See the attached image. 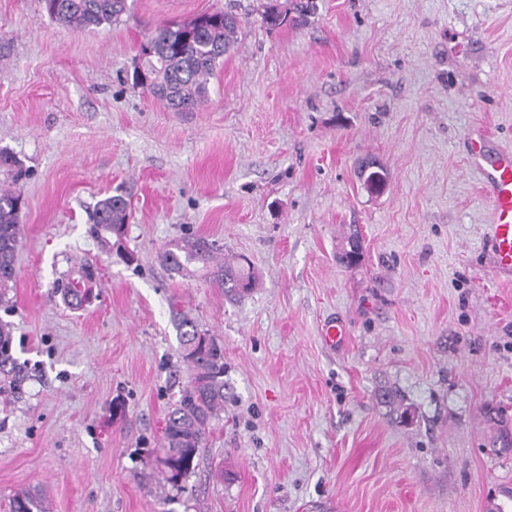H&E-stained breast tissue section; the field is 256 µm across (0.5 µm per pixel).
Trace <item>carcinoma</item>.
I'll use <instances>...</instances> for the list:
<instances>
[{
  "label": "carcinoma",
  "instance_id": "carcinoma-1",
  "mask_svg": "<svg viewBox=\"0 0 512 512\" xmlns=\"http://www.w3.org/2000/svg\"><path fill=\"white\" fill-rule=\"evenodd\" d=\"M44 4L52 19L76 31L110 26L127 10L126 0H44ZM315 11L314 0H291L286 13L278 8L275 0H267L263 4L262 20L271 30L289 23L304 26ZM204 16L205 23L199 29H188L179 22L165 23L157 26L145 40L150 53L142 60V66L152 75L147 90L175 111H193L207 100L210 79L224 64V56L238 44L242 29L238 15L224 11L206 12ZM22 205L20 190L0 189V304L9 302L8 295L17 278ZM129 207V201L120 195L104 197L96 204L95 223L119 241L125 234ZM216 251L215 244L204 238L181 237L164 251V263L171 272L181 276H190L197 266H202L227 296L248 292L254 284L250 269L239 261L212 265ZM352 253L361 255V241L355 234L340 242L338 259L342 261ZM95 278L92 267L80 265L63 289V303L73 309L82 307L90 299ZM181 328L180 358L189 373L188 383L167 415L161 443L166 449L161 460L162 472L173 486L192 469L212 421L224 408L223 348L188 319L182 321ZM21 372L22 367L12 352L9 327L0 322V383L16 382ZM7 512L43 510L34 497L18 494L9 500Z\"/></svg>",
  "mask_w": 512,
  "mask_h": 512
}]
</instances>
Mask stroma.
Here are the masks:
<instances>
[{"instance_id":"1","label":"stroma","mask_w":512,"mask_h":512,"mask_svg":"<svg viewBox=\"0 0 512 512\" xmlns=\"http://www.w3.org/2000/svg\"><path fill=\"white\" fill-rule=\"evenodd\" d=\"M260 2L127 0L88 32L0 0V151L26 172L0 319L27 372L0 394V505L512 512V282L489 268L467 140L480 127L512 151V0H316L308 25L272 32ZM224 9L245 25L204 104L173 112L133 86L152 29ZM116 194L131 264L93 221ZM185 235L247 258L252 290L170 273ZM82 263L96 282L73 310L55 287ZM182 314L224 348V410L176 488L157 456L188 379ZM331 323L343 346L324 344Z\"/></svg>"}]
</instances>
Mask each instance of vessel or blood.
<instances>
[{"mask_svg": "<svg viewBox=\"0 0 512 512\" xmlns=\"http://www.w3.org/2000/svg\"><path fill=\"white\" fill-rule=\"evenodd\" d=\"M470 160L482 175L483 189L491 203V234L486 249L497 277H512V151L489 154L484 130L470 135Z\"/></svg>", "mask_w": 512, "mask_h": 512, "instance_id": "b4317fda", "label": "vessel or blood"}]
</instances>
